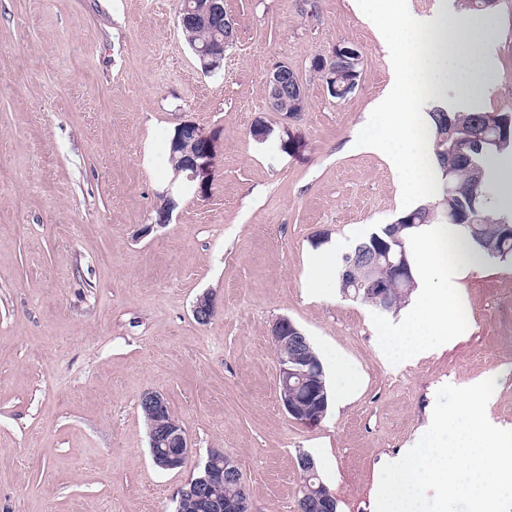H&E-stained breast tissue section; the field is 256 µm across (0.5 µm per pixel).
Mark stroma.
I'll use <instances>...</instances> for the list:
<instances>
[{
  "mask_svg": "<svg viewBox=\"0 0 512 512\" xmlns=\"http://www.w3.org/2000/svg\"><path fill=\"white\" fill-rule=\"evenodd\" d=\"M352 2L224 0L236 38L207 74L180 0H0V512H175L213 450L238 467L251 512H297L302 452L339 512H375L382 466L427 425L440 387L495 379L486 412L512 430V262L464 279V336L411 360L380 339L398 313L332 280L308 286L313 252L349 253L426 197L358 140L393 68ZM475 19L496 41L477 107L512 112V0ZM339 45L363 55L343 100L311 66ZM277 63L303 83L297 117L268 108ZM186 121L214 142L202 186L168 177ZM206 293L217 312L201 325ZM283 316L323 366L340 357L359 377L317 424L279 401ZM148 389L188 433L183 470L151 460Z\"/></svg>",
  "mask_w": 512,
  "mask_h": 512,
  "instance_id": "1",
  "label": "stroma"
}]
</instances>
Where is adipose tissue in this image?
Listing matches in <instances>:
<instances>
[{"label":"adipose tissue","instance_id":"1","mask_svg":"<svg viewBox=\"0 0 512 512\" xmlns=\"http://www.w3.org/2000/svg\"><path fill=\"white\" fill-rule=\"evenodd\" d=\"M358 2L382 40L393 44L395 70L375 105L379 122L364 133L363 141L372 149L387 151L403 179L420 180L424 155L415 120L419 104L425 98L446 96L455 71L463 69L470 81L456 109L467 111L469 102L480 97L492 68L494 41L482 26L450 8L421 18L407 10L406 0ZM464 235L458 226L427 224L407 239L418 291L415 303L386 333L396 357L415 355L431 336L452 331L459 282L484 265Z\"/></svg>","mask_w":512,"mask_h":512}]
</instances>
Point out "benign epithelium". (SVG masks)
<instances>
[{
    "label": "benign epithelium",
    "mask_w": 512,
    "mask_h": 512,
    "mask_svg": "<svg viewBox=\"0 0 512 512\" xmlns=\"http://www.w3.org/2000/svg\"><path fill=\"white\" fill-rule=\"evenodd\" d=\"M223 0H190L179 12V23L184 28L199 25L209 26L223 18ZM233 43V35L217 36L200 46L194 47L195 54L202 61L205 70H214L224 63V49ZM323 77L328 93L336 99L348 97L356 89L361 78L362 53L356 47L337 46L331 56L321 58ZM268 107L273 112L283 111V101L291 98L293 107L286 112L296 116L304 111L305 93L297 73L285 63L272 67L267 77ZM176 149L182 153V166L175 171L174 178L185 175L192 182L205 177L211 167L213 145L210 138L199 126L192 122H183L176 126ZM386 267L392 271L393 280L400 287L408 288L404 253L392 247L382 250ZM216 314L214 300L209 295L199 297L193 306L194 319L200 324L208 323ZM273 344L285 351L278 357V391L281 403L288 415L297 421L319 422L325 415L321 395L323 385L320 381L321 368L313 358L306 355L307 336L286 317L278 319L271 329ZM140 404L151 409L155 419L149 426L150 447L154 448V461L164 470L182 468L186 465L191 444L183 426L174 421L167 425L160 417L168 409V400L164 393L148 389L141 394ZM205 471L198 483L182 487L178 492L177 512L193 505L204 507L209 512H250L245 486H240V494L234 500L223 504L209 497V491L215 484L239 480L237 468L222 462L220 454L212 451L203 465L196 471ZM298 508L303 512H336L337 499L322 482L318 486L301 487Z\"/></svg>",
    "instance_id": "obj_1"
}]
</instances>
